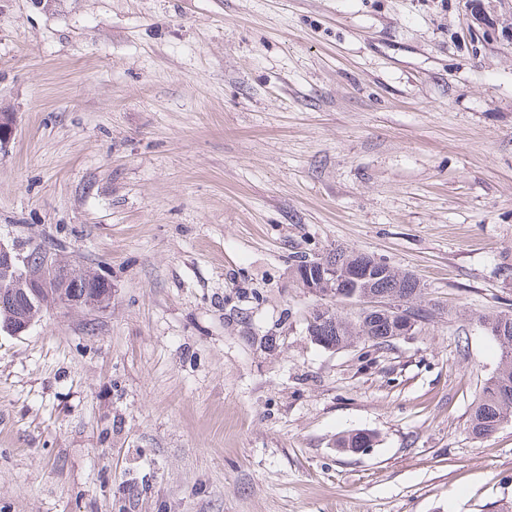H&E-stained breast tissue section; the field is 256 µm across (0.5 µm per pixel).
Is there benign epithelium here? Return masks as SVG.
I'll list each match as a JSON object with an SVG mask.
<instances>
[{"label":"benign epithelium","instance_id":"7a95c632","mask_svg":"<svg viewBox=\"0 0 512 512\" xmlns=\"http://www.w3.org/2000/svg\"><path fill=\"white\" fill-rule=\"evenodd\" d=\"M14 120L10 112L0 113V149L5 147L13 133ZM42 274L30 272L31 260L16 245L0 241V272L11 276L13 285L28 294L31 307L39 305L42 296L52 288L69 289L62 295L61 304L68 307L95 308L108 301L112 294L111 284L104 278L96 280L94 290L79 293V282L73 280L68 268L46 255L39 260ZM305 276L318 281L333 277L336 280V303H354L359 306L358 318L366 316L389 324L388 335L396 338L410 336L418 319L404 308L402 301L391 293L376 291L377 282L389 275V265L373 256L352 252L344 263L334 265L326 258L302 262ZM35 318L15 317L3 325V331L19 336L28 331Z\"/></svg>","mask_w":512,"mask_h":512}]
</instances>
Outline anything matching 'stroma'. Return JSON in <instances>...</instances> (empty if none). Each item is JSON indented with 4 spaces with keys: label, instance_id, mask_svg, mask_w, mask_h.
Returning <instances> with one entry per match:
<instances>
[{
    "label": "stroma",
    "instance_id": "obj_1",
    "mask_svg": "<svg viewBox=\"0 0 512 512\" xmlns=\"http://www.w3.org/2000/svg\"><path fill=\"white\" fill-rule=\"evenodd\" d=\"M0 0V240L112 285L0 332V512H500L512 0ZM412 273L335 350L299 261ZM372 433L364 453L337 439ZM479 322L497 341L501 352V366L483 387L470 416L471 433L484 438L512 422V315H485ZM504 322L510 323L509 328Z\"/></svg>",
    "mask_w": 512,
    "mask_h": 512
}]
</instances>
